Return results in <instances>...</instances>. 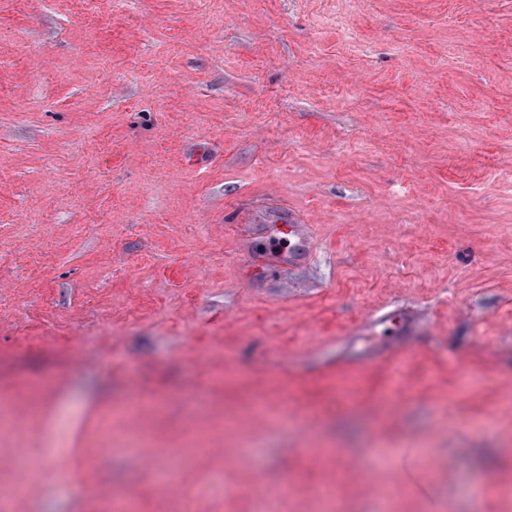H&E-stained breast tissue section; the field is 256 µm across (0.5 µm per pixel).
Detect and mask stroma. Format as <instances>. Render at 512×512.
<instances>
[{
  "label": "stroma",
  "mask_w": 512,
  "mask_h": 512,
  "mask_svg": "<svg viewBox=\"0 0 512 512\" xmlns=\"http://www.w3.org/2000/svg\"><path fill=\"white\" fill-rule=\"evenodd\" d=\"M257 469L512 512V0H0V512H256ZM17 471L19 474V489L40 481L44 475V466L41 462L27 458L24 455L17 456Z\"/></svg>",
  "instance_id": "obj_1"
}]
</instances>
